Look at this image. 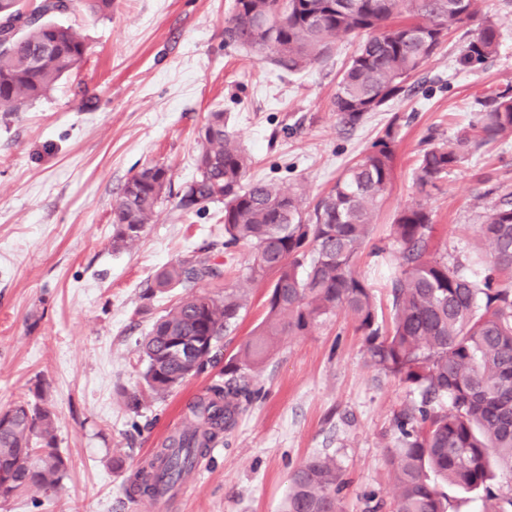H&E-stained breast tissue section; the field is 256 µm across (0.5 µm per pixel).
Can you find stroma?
I'll return each instance as SVG.
<instances>
[{
  "label": "stroma",
  "instance_id": "stroma-1",
  "mask_svg": "<svg viewBox=\"0 0 512 512\" xmlns=\"http://www.w3.org/2000/svg\"><path fill=\"white\" fill-rule=\"evenodd\" d=\"M232 3L114 0L104 16L77 6L58 21L85 41L80 67L46 96L0 112V411L43 385L69 461L57 490H29L0 502V512H281L290 474L315 455L341 468L344 512H392L393 417L419 396L369 363L341 312L282 338L250 375L259 398L168 503L129 497L130 474L180 427L188 404L223 379L224 360L266 312L269 284L248 280L249 249L224 250L223 204L185 211L178 201L196 175L208 113L227 116L252 158L248 178L304 189L311 200L397 123L395 179L373 219V241L386 253L362 254L357 265L375 286L380 321L390 323L385 282L400 262L388 239L397 212L422 200L436 248L463 258L480 243L483 213L512 198V140L473 151L427 195L413 180L428 141H453L477 98L512 86V0H476L478 20L495 22L501 42L482 69L457 70L463 37L450 32L405 95L352 130L339 124L333 97L355 41L337 39L326 62L292 74L225 43ZM156 162L171 169L166 197L139 239L113 248L112 203ZM199 255L223 268L219 287L245 298L223 361L130 412L126 393L144 388L137 344L186 294L146 291L162 266ZM115 456L124 471L112 469Z\"/></svg>",
  "mask_w": 512,
  "mask_h": 512
}]
</instances>
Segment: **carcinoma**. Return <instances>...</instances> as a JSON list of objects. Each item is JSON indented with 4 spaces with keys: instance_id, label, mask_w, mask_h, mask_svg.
I'll return each instance as SVG.
<instances>
[{
    "instance_id": "1",
    "label": "carcinoma",
    "mask_w": 512,
    "mask_h": 512,
    "mask_svg": "<svg viewBox=\"0 0 512 512\" xmlns=\"http://www.w3.org/2000/svg\"><path fill=\"white\" fill-rule=\"evenodd\" d=\"M73 0H0V111L15 112L50 90L83 62L86 45L54 20ZM474 0H233L224 40L266 55L290 72L318 63L341 36L359 39L334 96L339 124L354 128L405 92L409 77L435 55L448 32L468 25ZM500 33L484 21L466 40L456 65L481 68L497 54ZM483 110L451 143L421 150L414 168L420 192L435 188L475 148L512 137V88L478 101ZM198 135L197 175L179 200L189 211L224 204V248L252 252L248 279L271 278L266 316L224 364L227 379L188 405L184 425L131 475V489L152 497L162 484L189 474L258 390L244 374L262 365L281 336L304 334L339 311L363 337L371 363L410 388L420 405L396 416L399 444L388 465L398 494L393 512H448V498L429 473L464 490L484 492L482 512H505L490 480L497 468L512 491V201L488 209L472 261L489 272L468 274L469 259L434 249L432 215L415 201L393 219L400 245L389 281L393 317L378 320L372 285L355 271L370 238L372 217L395 174L399 131L390 124L372 149L346 168L306 212L304 192L247 179L251 158L222 112L209 113ZM170 169L161 163L131 176L112 205V245L137 240L165 198ZM206 259L161 267L151 291L193 288L217 279ZM244 297L236 290L193 292L156 318L138 344L147 390L164 397L214 359L224 332L237 324ZM201 347L181 356L171 340ZM68 469L56 446V418L47 406L16 402L0 418V501L32 488L57 487ZM336 460L313 456L291 474L284 512H343ZM512 506V497L506 499Z\"/></svg>"
}]
</instances>
